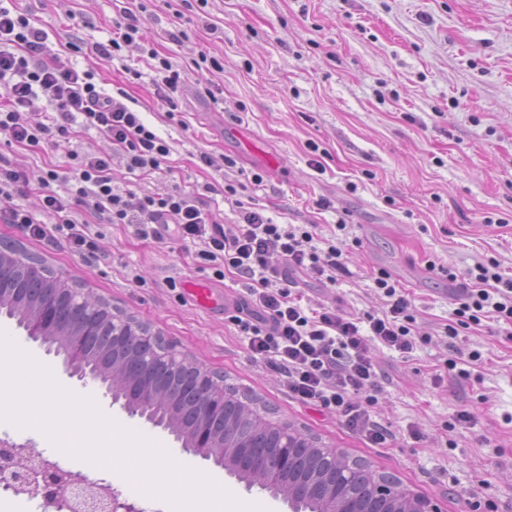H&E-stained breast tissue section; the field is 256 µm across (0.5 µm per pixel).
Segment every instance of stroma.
<instances>
[{"mask_svg": "<svg viewBox=\"0 0 512 512\" xmlns=\"http://www.w3.org/2000/svg\"><path fill=\"white\" fill-rule=\"evenodd\" d=\"M16 5L46 33L60 63L93 71L108 94L126 89L134 109L168 142L172 172L165 176L130 174L113 153L115 187L198 191L227 228L238 223L241 204L276 224L316 225L326 238L345 220L355 243L347 274L328 288L304 274L296 278L310 307L379 314L386 300L370 272L387 270L400 283L422 338L405 356L372 347L374 410L389 431L386 440L370 442L335 411L294 398L275 369L252 359L223 309H204L187 295L190 281L217 287L232 306L245 294L235 277L217 278L196 248L169 236L145 241L129 225L93 218V245L81 254L63 233L36 239L20 224L0 223V242L42 257L251 391L277 418L395 475L442 512H512V335L492 319L455 337L444 333L457 288L449 273L493 261L512 277V0H150L144 33L187 74L172 116L156 102L140 46L111 62L88 48L110 37L117 0ZM177 30L185 38L170 40ZM202 52L220 69L192 68ZM129 67L142 74L136 83L126 80ZM235 127L247 131V142L232 135ZM60 142L50 134L32 152L0 141V162L24 168L30 181L11 206L39 214L44 161ZM314 144L321 159L310 151ZM255 150L273 165L256 163ZM203 153L211 165L200 162ZM228 184L237 188L236 201L224 198ZM321 197L332 209L316 208ZM473 350L480 361L469 362ZM53 375L242 502L289 512L214 462L184 453L168 432L110 406L99 384L58 369ZM463 410L469 421H458ZM70 466L111 482L141 507L171 512L119 468L76 455Z\"/></svg>", "mask_w": 512, "mask_h": 512, "instance_id": "stroma-1", "label": "stroma"}]
</instances>
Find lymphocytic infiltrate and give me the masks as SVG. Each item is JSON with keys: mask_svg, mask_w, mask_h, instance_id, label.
<instances>
[{"mask_svg": "<svg viewBox=\"0 0 512 512\" xmlns=\"http://www.w3.org/2000/svg\"><path fill=\"white\" fill-rule=\"evenodd\" d=\"M145 9L143 0L124 9L111 38L94 43L96 55L114 59L123 45L143 39L139 15ZM45 42L44 31L24 13L0 5V91L5 94L0 138L37 151L49 132L66 137L76 126L93 129L120 149L129 172H168L170 147L140 112L102 92L93 72L49 58ZM147 56L157 100L175 109L174 95L183 87L180 71L155 48H148ZM41 92L48 95L54 112L37 120L30 107ZM111 170L110 152L70 151L40 180L41 208L55 217L53 228L65 232L75 250L88 244L76 218L80 211L111 224L135 225L143 238L158 237L161 227H171L180 241L212 263L216 276L229 272L245 280L247 294L229 320L253 358L280 371L289 392L302 402L336 410L369 441L383 439L370 402L358 396L375 385L372 343L402 354L416 344L411 304L399 284L389 272L378 270L372 281L386 297V309L362 317L332 307L307 309L292 294L294 273L332 284L337 273L345 271V222H338L336 235L323 247L317 244L314 225L276 224L256 210H242L241 224L229 232L194 194L120 190L112 184ZM59 182L67 184V194L58 193ZM453 316L454 324L445 328L448 335L490 318L506 325L511 336L512 278L498 273L495 265H477L456 299Z\"/></svg>", "mask_w": 512, "mask_h": 512, "instance_id": "lymphocytic-infiltrate-1", "label": "lymphocytic infiltrate"}]
</instances>
